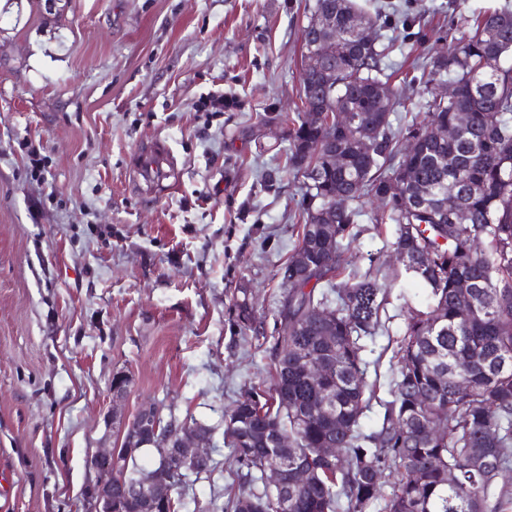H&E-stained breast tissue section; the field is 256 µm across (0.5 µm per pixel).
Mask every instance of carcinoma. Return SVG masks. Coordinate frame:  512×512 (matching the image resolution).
<instances>
[{"label":"carcinoma","instance_id":"cac0c4a2","mask_svg":"<svg viewBox=\"0 0 512 512\" xmlns=\"http://www.w3.org/2000/svg\"><path fill=\"white\" fill-rule=\"evenodd\" d=\"M336 18V31L308 23L304 46L329 41L327 65L336 87L321 85L316 73L302 71L303 108L334 115L336 122L314 126L304 116L289 119L288 163L305 178L308 205L302 214L297 249L311 268L288 283L278 336L271 348L273 385L252 390L224 413V444L237 465V490L227 494L222 512H279L263 478L262 460L281 454L288 466H306L311 481L288 491L287 512H369L382 498L384 471L397 474L384 512H509L512 492L496 489L489 473L512 467V11L485 10L471 20L448 55L428 65L426 97L414 106L417 117L405 132L392 129L393 105L379 99L385 84L382 60L388 46L380 35L369 42L355 35L366 21L376 25L358 0H314L316 14ZM440 82L455 86L453 96L437 95ZM448 125L454 137L428 138L429 127ZM413 138L404 152L400 140ZM371 151L361 150V141ZM336 152L343 165L329 170L323 156ZM375 203L365 214L363 199ZM336 238L319 240L314 212L331 203ZM463 211L464 226L447 221ZM368 216L374 227L392 224L394 251L419 258L404 268L429 288L426 306L408 310L397 371L381 429L360 430L365 391L361 340L376 334L380 311L399 274L379 268L340 278L344 254ZM474 285L472 301L461 302L457 285ZM333 316L334 344L323 346L316 310ZM335 356L336 367L316 387L299 360ZM335 393L343 419L338 432L322 414V392ZM154 447L115 449L112 504L115 512H144L134 491L141 459L163 457L160 480L171 495L154 512L185 506L186 473L214 467L212 457L186 466L174 449L155 446L168 423L157 419ZM288 437L278 448L274 438ZM333 439L338 456L317 454ZM485 460V468L472 465Z\"/></svg>","mask_w":512,"mask_h":512}]
</instances>
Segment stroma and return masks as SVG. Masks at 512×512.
Returning <instances> with one entry per match:
<instances>
[{
    "label": "stroma",
    "instance_id": "1",
    "mask_svg": "<svg viewBox=\"0 0 512 512\" xmlns=\"http://www.w3.org/2000/svg\"><path fill=\"white\" fill-rule=\"evenodd\" d=\"M393 48L392 85L424 88V64L461 16L512 0H373ZM313 0H0V512H86L87 458L117 448L146 405L213 432L211 475H189L184 512L224 503L236 478L224 411L268 388L270 344L298 245L304 179L289 169L302 109V30ZM237 98L219 114L201 103ZM172 151L166 189L135 158ZM45 159L30 176L27 153ZM347 269L397 270L393 226L362 222ZM414 281L392 288L363 340L380 428ZM127 377L114 397L113 375Z\"/></svg>",
    "mask_w": 512,
    "mask_h": 512
}]
</instances>
